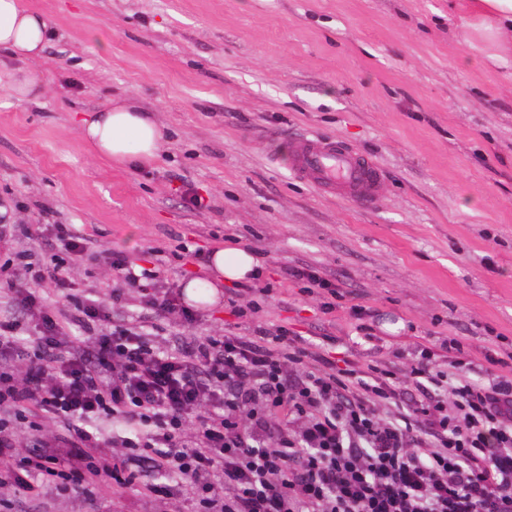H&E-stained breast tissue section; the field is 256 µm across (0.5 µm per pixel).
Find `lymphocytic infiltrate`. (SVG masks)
Segmentation results:
<instances>
[{"label":"lymphocytic infiltrate","mask_w":512,"mask_h":512,"mask_svg":"<svg viewBox=\"0 0 512 512\" xmlns=\"http://www.w3.org/2000/svg\"><path fill=\"white\" fill-rule=\"evenodd\" d=\"M62 256L46 264L21 251L0 264L15 307L38 334L17 346L18 323L0 318V475L36 492L42 475L65 484L119 479L122 463L89 465L100 440L92 419L121 417L137 430L122 447L153 473H179L201 512H512V350L487 351L491 379L463 374L460 338L448 361L424 346L407 396L386 366L357 368L310 351L287 327L211 336L167 352L144 325H109L108 312L76 293L69 257L85 252L69 225H52ZM144 308L196 319L158 272H135L117 252H101ZM72 306L58 320L46 288ZM86 343L67 342L66 326ZM67 434L56 449L20 452L17 423L28 410ZM199 419L193 445L181 438Z\"/></svg>","instance_id":"lymphocytic-infiltrate-1"}]
</instances>
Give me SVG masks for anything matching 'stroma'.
<instances>
[{"label": "stroma", "instance_id": "stroma-1", "mask_svg": "<svg viewBox=\"0 0 512 512\" xmlns=\"http://www.w3.org/2000/svg\"><path fill=\"white\" fill-rule=\"evenodd\" d=\"M55 30L34 68L40 97L0 89V198L19 224H68L87 235L77 289L112 321L139 320L163 350L256 324L284 325L311 351L405 377L417 344L464 338L484 382L488 349L512 346V31L488 43L452 0H23ZM132 100L166 138L141 168L107 163L80 122ZM319 138L380 169L376 204L320 191L290 169L294 138ZM198 192L204 209L187 206ZM217 244L248 247L270 286L259 321L233 316L229 295L189 325L142 307L91 254L135 265L165 260L169 282L198 276ZM188 254L175 258L178 246ZM311 265L339 286L330 312L290 268ZM370 310L372 338L349 308ZM133 482L101 478L39 493L0 482V512H198L191 488L129 464Z\"/></svg>", "mask_w": 512, "mask_h": 512}]
</instances>
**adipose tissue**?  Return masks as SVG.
Returning a JSON list of instances; mask_svg holds the SVG:
<instances>
[{"label": "adipose tissue", "mask_w": 512, "mask_h": 512, "mask_svg": "<svg viewBox=\"0 0 512 512\" xmlns=\"http://www.w3.org/2000/svg\"><path fill=\"white\" fill-rule=\"evenodd\" d=\"M469 27L489 39L503 29H512V0H469ZM54 34L46 18L27 9L22 0H0V85L20 101L39 97L45 83L43 74L28 65L38 57ZM85 143L99 157L120 164L152 162L164 139L160 127L135 102L125 100L91 114L82 121ZM262 266L247 247H215L209 254L202 278L181 285L184 301L192 306L217 302L227 284H238L261 276Z\"/></svg>", "instance_id": "ef3b65f1"}]
</instances>
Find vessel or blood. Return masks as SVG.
<instances>
[{"label": "vessel or blood", "mask_w": 512, "mask_h": 512, "mask_svg": "<svg viewBox=\"0 0 512 512\" xmlns=\"http://www.w3.org/2000/svg\"><path fill=\"white\" fill-rule=\"evenodd\" d=\"M292 170L325 192L361 203L377 200L380 171L355 151L323 139L295 140L291 151Z\"/></svg>", "instance_id": "obj_1"}]
</instances>
